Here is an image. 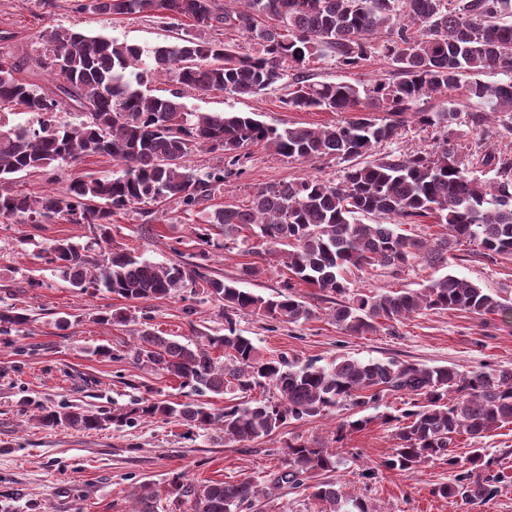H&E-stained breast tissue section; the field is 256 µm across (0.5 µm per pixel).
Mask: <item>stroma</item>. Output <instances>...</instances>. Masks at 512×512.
Here are the masks:
<instances>
[{"instance_id": "stroma-1", "label": "stroma", "mask_w": 512, "mask_h": 512, "mask_svg": "<svg viewBox=\"0 0 512 512\" xmlns=\"http://www.w3.org/2000/svg\"><path fill=\"white\" fill-rule=\"evenodd\" d=\"M80 2L0 0V54L18 61L34 57L41 48L37 33L47 25L101 33L144 49L169 36L164 15L94 14L81 10ZM301 73L314 82L365 86L395 76L387 59L378 54L353 70L340 68L330 56L315 58ZM184 101L199 112H246L280 129L320 128L343 118L339 112L286 109L274 92L250 97L189 92ZM444 141L465 161L478 148L477 136L462 116L444 135L408 120L400 136L382 143L377 151L395 155L431 152ZM247 152L242 173L225 180L215 203L244 208L258 188L307 177L336 181L345 167L342 160L331 157L314 161L285 158L261 144L249 146ZM77 170L102 177L119 173L120 167L111 158L93 156L76 167L63 164L50 173L21 176L10 189L25 195L59 189ZM200 221L199 215L185 213L172 200L158 205L155 221L148 224L137 212L118 213L111 234L116 246L141 259L160 266L188 267L200 250L193 230ZM84 234L76 224L0 223V298L27 309L32 319L12 345L0 343V512H130L135 487L150 481L166 489L179 472L195 482L246 477L263 481L281 468L288 441H330L335 427L353 418V411L344 410L299 421L260 443L229 442L216 433L188 439L184 426L149 419L90 433L41 427L33 418L30 402L127 407L141 397L179 400L184 395L177 380L153 374L135 360L129 328L96 323V314L121 306V299L67 288L58 268L38 255L39 247L51 240L70 237L79 242ZM248 263L259 266L262 273L243 282V289L264 296L279 292L288 272L267 246H257L249 254L213 247L205 265L209 275L232 280ZM447 271L512 299V260L476 261L467 246L460 245ZM432 274V269L419 266L399 273L377 268L350 276L349 288L351 293L365 295L418 290ZM295 292L312 310L305 322L276 323L256 315L236 319L237 329L265 355L322 365L339 357L362 362L393 358L428 367L453 365L463 372L485 363L512 365V322L501 318L486 324L467 313L426 311L395 324L390 331L382 328L348 336L337 329L330 316L332 305L317 289L300 284ZM146 313L155 328L182 342L201 332L224 331L217 303L201 302L187 293L148 302ZM61 317L71 322L67 330L55 326ZM101 345L111 348V356L96 355ZM406 401V396L393 394L378 407L365 409L370 424L345 440L331 477L341 483L346 498L366 501L372 512H512V425L489 432L481 441L486 454L496 458L505 473L496 495L484 503L472 505L439 496L437 487L451 479L447 465L439 461L408 473L380 469V461L393 444L392 429L381 417L399 414ZM374 466L379 469L376 478H363V469Z\"/></svg>"}]
</instances>
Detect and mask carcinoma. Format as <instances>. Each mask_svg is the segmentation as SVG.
Here are the masks:
<instances>
[{
  "mask_svg": "<svg viewBox=\"0 0 512 512\" xmlns=\"http://www.w3.org/2000/svg\"><path fill=\"white\" fill-rule=\"evenodd\" d=\"M86 0L84 11L133 15L160 11L175 21L176 33L150 50L101 34L47 26L39 34L45 49L34 64L46 72L54 89L34 88L18 77L20 62L0 55V223L45 224L64 221L88 229L91 242L56 239L41 249L74 288L106 292L128 302L101 311V324L135 325V358L150 371L180 380L194 399L184 402L142 398L135 407L96 409L81 405H36L42 427L91 432L117 428L134 420L177 422L187 431H217L234 442H258L294 421L331 412L365 409L397 393L410 398L401 415L386 414L394 427V448L381 462L388 470L409 472L425 461H444L450 482L437 493L468 503L485 501L501 478L494 458L475 448L465 458L455 454V438L473 442L512 424V366L486 365L468 372L453 366L423 367L397 360L362 362L340 357L328 366L265 357L235 326L241 314L299 324L312 310L292 288L307 284L334 297L331 310L343 333L365 335L380 321L400 322L425 310H456L479 319H512V301L450 273L431 277L421 290L400 289L378 295L349 296L348 276L383 267L402 271L424 263L448 265L451 245L462 242L486 258L512 257V156L487 148L478 155L493 172L473 177L448 144L431 154L377 155L376 147L398 136L411 116L424 126L448 127L459 118L450 103L435 112L419 105L459 86L468 100L490 102L504 114L503 130L512 134V0ZM197 29L238 30L256 46L243 54L224 42L180 34L184 20ZM380 53L397 78L377 80L367 88L349 82L312 83L288 68L312 57L333 55L345 70L356 69ZM498 72L506 79H480ZM163 77L201 93L256 96L275 88L281 103L297 111L351 112L353 116L323 129L266 126L244 112H197L177 93L157 96L148 83ZM70 107L85 120L56 123ZM20 109L41 117L36 128L12 125L8 113ZM473 131L489 136L486 112L467 113ZM262 143L284 157L338 158L347 163L334 183L303 178L262 187L243 209L224 204L210 211L196 233L208 244L211 230H224V249L259 240L285 256L288 277L282 290L262 296L237 283L257 276L253 264L240 277H222L181 265H155L112 246L114 213L138 210L154 218L159 205L176 200L191 212L214 199L224 178L241 173L244 150ZM224 155V168H192L195 150ZM92 156L110 157L122 166L118 175H74L61 190L35 196L13 193L5 184L20 174L57 163L77 164ZM382 214L390 224H365L366 214ZM441 227L434 238L400 232L403 224L424 220ZM219 304L224 333L199 336L187 343L168 338L138 318L139 304L171 296L182 288ZM31 322L13 304L0 305L3 343ZM262 387L272 395L230 405L222 411L202 397L248 393ZM338 452L319 441L288 444L282 468L262 487L251 479L187 483L171 478L166 499L190 503L191 512H244L272 489L289 486L308 493L320 512H369L360 500L347 502L339 482L309 483L315 472L335 469ZM131 512H158L159 491L140 485Z\"/></svg>",
  "mask_w": 512,
  "mask_h": 512,
  "instance_id": "1",
  "label": "carcinoma"
}]
</instances>
